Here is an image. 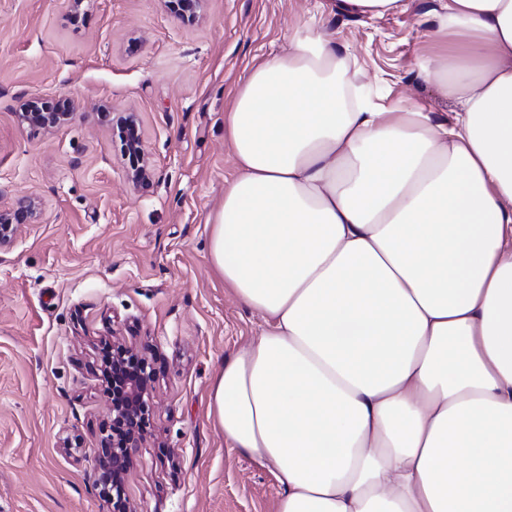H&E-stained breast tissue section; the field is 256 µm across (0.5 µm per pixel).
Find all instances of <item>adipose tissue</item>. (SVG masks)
I'll use <instances>...</instances> for the list:
<instances>
[{
  "mask_svg": "<svg viewBox=\"0 0 512 512\" xmlns=\"http://www.w3.org/2000/svg\"><path fill=\"white\" fill-rule=\"evenodd\" d=\"M452 122L377 107L317 26L224 110L209 259L257 312L209 418L276 512H512V0H439Z\"/></svg>",
  "mask_w": 512,
  "mask_h": 512,
  "instance_id": "1",
  "label": "adipose tissue"
}]
</instances>
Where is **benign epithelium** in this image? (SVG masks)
Instances as JSON below:
<instances>
[{"label":"benign epithelium","instance_id":"obj_1","mask_svg":"<svg viewBox=\"0 0 512 512\" xmlns=\"http://www.w3.org/2000/svg\"><path fill=\"white\" fill-rule=\"evenodd\" d=\"M73 107L68 103L51 105L39 99L20 101L17 114L20 121L38 129H53L66 125ZM121 123L125 126L126 150L136 154L140 168L129 172V179L136 185H146L151 171L145 156L137 116L126 114ZM38 216V206L30 198H22L6 209L0 210V250L10 247L21 226L31 224ZM156 373L148 358L120 343L112 344V361L103 375L105 390L112 391L110 400V427L112 433L102 437L100 448L93 459L96 486L100 495L110 504L112 512H133L125 497L124 482L131 466V449L146 440V424Z\"/></svg>","mask_w":512,"mask_h":512}]
</instances>
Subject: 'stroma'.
<instances>
[{"label":"stroma","mask_w":512,"mask_h":512,"mask_svg":"<svg viewBox=\"0 0 512 512\" xmlns=\"http://www.w3.org/2000/svg\"><path fill=\"white\" fill-rule=\"evenodd\" d=\"M321 0H0V209L39 218L0 251V512H109L89 461L109 423L101 340L151 358L148 436L132 449L134 512H275V477L227 448L208 418L221 364L259 315L210 265L207 215L235 163L224 108L247 66L321 16L376 101L408 98L440 121L452 104L418 76L437 0L379 18ZM69 100L68 125L19 123L20 98ZM112 114L98 116L102 102ZM137 113L152 171L132 184L118 116ZM82 446L64 450L65 437Z\"/></svg>","instance_id":"stroma-1"}]
</instances>
